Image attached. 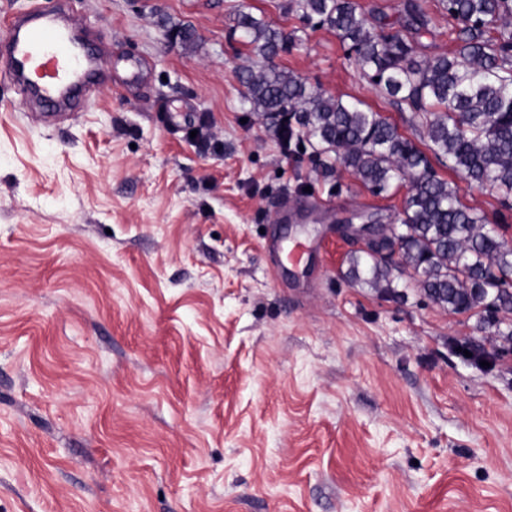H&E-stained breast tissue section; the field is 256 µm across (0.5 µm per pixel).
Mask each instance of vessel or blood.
Wrapping results in <instances>:
<instances>
[{
	"label": "vessel or blood",
	"instance_id": "1",
	"mask_svg": "<svg viewBox=\"0 0 512 512\" xmlns=\"http://www.w3.org/2000/svg\"><path fill=\"white\" fill-rule=\"evenodd\" d=\"M0 55L16 84H33L37 98L58 109L67 106L73 91H92L96 72L108 66L90 36L79 35L53 11L37 10L9 23Z\"/></svg>",
	"mask_w": 512,
	"mask_h": 512
}]
</instances>
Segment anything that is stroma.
Masks as SVG:
<instances>
[{
    "label": "stroma",
    "mask_w": 512,
    "mask_h": 512,
    "mask_svg": "<svg viewBox=\"0 0 512 512\" xmlns=\"http://www.w3.org/2000/svg\"><path fill=\"white\" fill-rule=\"evenodd\" d=\"M285 3L0 0V37L60 5L117 64L58 118L0 68V512H512V350L481 366V314L411 271L389 293L346 278L337 223H392L401 197L324 180L242 105L235 73L264 61L239 7L296 35L277 66L424 142ZM425 6L420 55L451 54Z\"/></svg>",
    "instance_id": "1"
}]
</instances>
